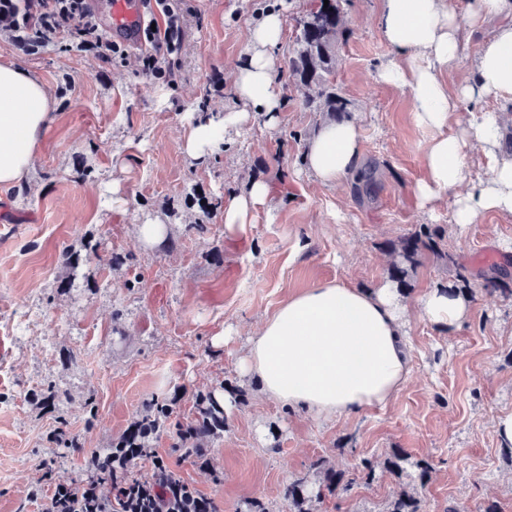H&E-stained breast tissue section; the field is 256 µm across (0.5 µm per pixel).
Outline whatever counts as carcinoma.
I'll return each instance as SVG.
<instances>
[{
	"label": "carcinoma",
	"mask_w": 512,
	"mask_h": 512,
	"mask_svg": "<svg viewBox=\"0 0 512 512\" xmlns=\"http://www.w3.org/2000/svg\"><path fill=\"white\" fill-rule=\"evenodd\" d=\"M341 0H310L306 12L299 21L294 55L288 58V77L292 78L297 90L312 85L318 87L320 109L336 116L345 111V103L336 93V49L342 41L344 30L340 27ZM30 28L29 38L37 39L36 26L30 19L28 0H6L0 7V28L12 32L17 27ZM442 231L428 224L419 225L401 242L398 257L400 262L394 265L392 278L402 281L408 269L414 267L417 256L429 251L441 258L449 254L440 247ZM507 273L499 264H493L481 274L484 286L489 291H504L512 294L506 282ZM198 416L182 423L172 421L169 405L159 401L150 402L141 417L135 421L128 432L112 448V474L126 476L135 461L147 453L148 438L159 429L170 427L175 430L179 440L177 447L185 454H199L200 445L206 439L224 429V403L208 392L196 398ZM319 480L316 494L308 491L311 478ZM375 479V465L368 459L360 462L353 476L332 469L327 461L318 457L310 462L306 473L294 477L285 487L284 496L288 500L289 512H313V502L328 493L346 492L356 482L370 484ZM149 487L139 484L134 493L123 499V512H150ZM199 498L188 493L179 496L170 504L171 512H198ZM385 512H422L420 499L413 493L402 492L392 499Z\"/></svg>",
	"instance_id": "carcinoma-1"
}]
</instances>
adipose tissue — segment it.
<instances>
[{
  "label": "adipose tissue",
  "instance_id": "obj_1",
  "mask_svg": "<svg viewBox=\"0 0 512 512\" xmlns=\"http://www.w3.org/2000/svg\"><path fill=\"white\" fill-rule=\"evenodd\" d=\"M491 16L503 22L475 56L474 80L456 92L440 82L441 72L460 60L462 24L480 25ZM378 26L393 52L380 72L383 82L410 88L417 123L434 136L425 155L426 176L414 187L421 206L432 207L458 186L451 214L455 224H472L488 211L512 214V153L502 147L505 115L496 109L474 112L467 105L492 97L512 103V0H381ZM283 33L280 13L265 14L249 30L251 53L234 79L238 102L275 111V49ZM242 111L207 113L195 120L184 145L201 157L220 146ZM53 120V102L43 83L21 65L0 63V187L29 177L35 150ZM456 132H449V123ZM480 147L490 163L488 179H471L465 148ZM361 133L350 119L323 122L310 141L307 166L325 186L355 174L361 166ZM271 187L252 182L246 193L224 204V231L243 233L252 209L265 204ZM431 323L449 327L468 313L466 295L434 290L417 304ZM410 309L390 283L371 289L317 283L292 296L251 337L241 371L262 395L329 420L365 407L388 404L409 372L407 325Z\"/></svg>",
  "mask_w": 512,
  "mask_h": 512
}]
</instances>
